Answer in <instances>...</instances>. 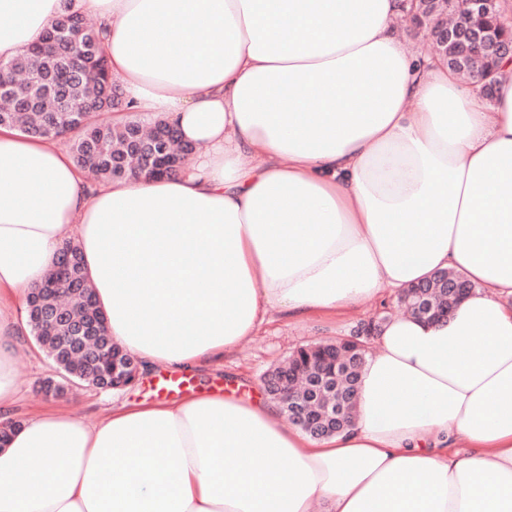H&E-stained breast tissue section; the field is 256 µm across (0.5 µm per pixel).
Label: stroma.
<instances>
[{
    "label": "stroma",
    "mask_w": 512,
    "mask_h": 512,
    "mask_svg": "<svg viewBox=\"0 0 512 512\" xmlns=\"http://www.w3.org/2000/svg\"><path fill=\"white\" fill-rule=\"evenodd\" d=\"M337 337L335 327L315 320L290 324L276 320L263 325L233 354L225 357L222 368L206 365L183 375V384L179 389L164 390L163 384L170 374L159 371L144 374L136 385L123 390L112 392L85 386L55 398L45 397L40 388L41 381L53 370L52 362L43 352L34 348L26 349L14 362L15 380L22 392L16 413L23 416L47 407L91 421L106 413L116 398L178 400L193 393L220 389L255 393L262 389L264 372L283 361L291 352L309 343L333 341Z\"/></svg>",
    "instance_id": "stroma-1"
}]
</instances>
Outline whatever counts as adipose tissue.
<instances>
[{"instance_id": "1", "label": "adipose tissue", "mask_w": 512, "mask_h": 512, "mask_svg": "<svg viewBox=\"0 0 512 512\" xmlns=\"http://www.w3.org/2000/svg\"><path fill=\"white\" fill-rule=\"evenodd\" d=\"M72 13L134 110L197 154L94 185L0 127V512H512V62L486 100L392 35L401 0H0V62ZM70 239L143 372L441 270L474 289L440 322L391 316L325 438L221 393L15 420L27 299Z\"/></svg>"}]
</instances>
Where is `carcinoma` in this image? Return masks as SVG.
Listing matches in <instances>:
<instances>
[{"label":"carcinoma","instance_id":"1","mask_svg":"<svg viewBox=\"0 0 512 512\" xmlns=\"http://www.w3.org/2000/svg\"><path fill=\"white\" fill-rule=\"evenodd\" d=\"M73 21L79 25L75 35L61 36L47 45L36 43L13 61L0 63V86L5 87L0 101L7 103L0 110V122L28 136L68 140L74 162L94 180L140 176L142 151L147 146L163 150L177 161L169 174L178 173L191 151L183 148L173 127L164 129V142L159 144L146 136L138 120L112 123L108 114L128 112L130 104L120 101L112 106V95L119 93V88L109 78L99 32L77 14ZM441 50L449 64L465 73L483 66L466 55L454 38H448V45ZM91 101L95 106L88 112L86 104ZM88 288L83 281L61 298L46 297L39 310L28 309L32 331L45 337L43 349L55 359L66 348L73 330L91 319L86 304ZM457 288L471 292L475 285L449 271L426 282L421 294L425 301L451 310ZM85 346L86 352L67 368L76 377L95 383L100 378L95 344L87 339ZM365 355L364 350L348 354L327 344L299 349L287 361L288 370L299 373L297 398L317 408L327 403L336 406L343 426H350Z\"/></svg>","mask_w":512,"mask_h":512}]
</instances>
